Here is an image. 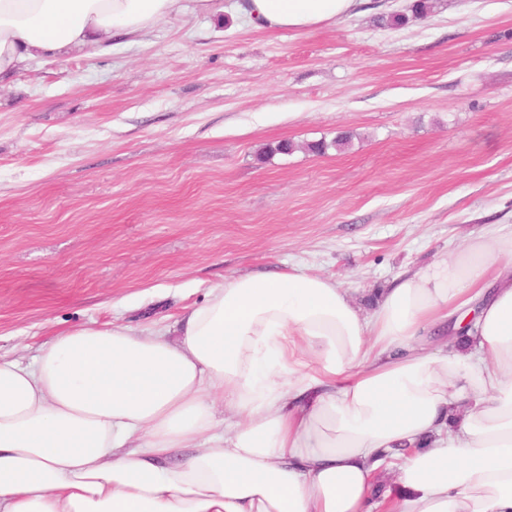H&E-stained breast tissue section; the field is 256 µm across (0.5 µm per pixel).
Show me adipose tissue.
<instances>
[{
	"instance_id": "1",
	"label": "adipose tissue",
	"mask_w": 512,
	"mask_h": 512,
	"mask_svg": "<svg viewBox=\"0 0 512 512\" xmlns=\"http://www.w3.org/2000/svg\"><path fill=\"white\" fill-rule=\"evenodd\" d=\"M356 5L233 10L309 31ZM214 7L0 0V75ZM435 328L453 342L425 351ZM0 512H512V235L396 277L368 314L325 276H229L179 341L91 323L0 357Z\"/></svg>"
}]
</instances>
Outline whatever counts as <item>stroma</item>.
I'll list each match as a JSON object with an SVG mask.
<instances>
[{
    "label": "stroma",
    "mask_w": 512,
    "mask_h": 512,
    "mask_svg": "<svg viewBox=\"0 0 512 512\" xmlns=\"http://www.w3.org/2000/svg\"><path fill=\"white\" fill-rule=\"evenodd\" d=\"M230 2L0 80L1 357L85 322L174 340L211 286L261 271L370 311L512 232V0H362L305 32ZM341 132L345 151H308Z\"/></svg>",
    "instance_id": "1"
}]
</instances>
